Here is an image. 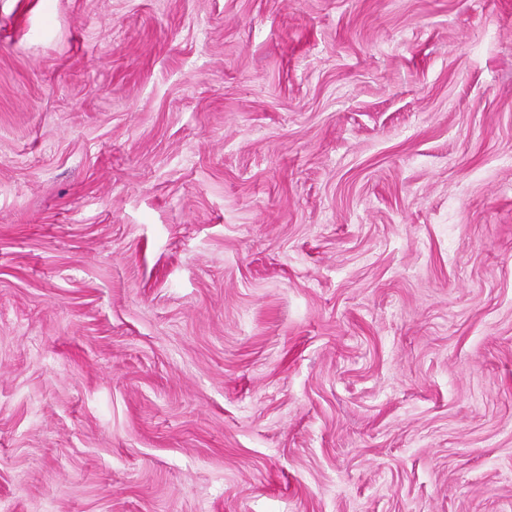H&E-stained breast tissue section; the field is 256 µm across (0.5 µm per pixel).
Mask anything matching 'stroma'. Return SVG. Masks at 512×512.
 Returning <instances> with one entry per match:
<instances>
[{
	"label": "stroma",
	"instance_id": "35a3bbf8",
	"mask_svg": "<svg viewBox=\"0 0 512 512\" xmlns=\"http://www.w3.org/2000/svg\"><path fill=\"white\" fill-rule=\"evenodd\" d=\"M0 506L512 512V0H0Z\"/></svg>",
	"mask_w": 512,
	"mask_h": 512
}]
</instances>
